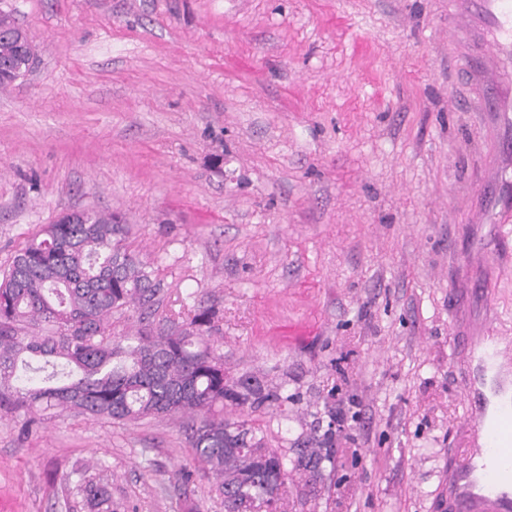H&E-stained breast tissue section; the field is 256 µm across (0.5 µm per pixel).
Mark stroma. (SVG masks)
<instances>
[{
	"mask_svg": "<svg viewBox=\"0 0 512 512\" xmlns=\"http://www.w3.org/2000/svg\"><path fill=\"white\" fill-rule=\"evenodd\" d=\"M38 45L0 90V271L61 213L124 215L167 289L214 306L226 408L280 452L335 415L330 498L439 512L463 445L461 336H512V92L471 0H0ZM0 410V512H224L179 420ZM79 489L91 512L114 511L108 486L100 479L83 476Z\"/></svg>",
	"mask_w": 512,
	"mask_h": 512,
	"instance_id": "1",
	"label": "stroma"
}]
</instances>
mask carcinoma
<instances>
[{"instance_id":"carcinoma-1","label":"carcinoma","mask_w":512,"mask_h":512,"mask_svg":"<svg viewBox=\"0 0 512 512\" xmlns=\"http://www.w3.org/2000/svg\"><path fill=\"white\" fill-rule=\"evenodd\" d=\"M36 56L29 34L0 11V88ZM129 226L117 213L62 214L18 249L0 276V409H55L113 421L184 420L195 459L216 475L224 512H288V476L304 478L321 497L325 472L336 469L333 422L316 448L288 459L267 446L247 421L224 407L275 404L288 413L293 396L264 391L251 376L224 377V358L205 342L216 311L199 305L192 317L157 318L164 293L156 270L126 246ZM137 315L136 336L112 334V316ZM90 512H112L107 484L83 477Z\"/></svg>"}]
</instances>
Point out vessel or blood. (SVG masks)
<instances>
[{
    "label": "vessel or blood",
    "instance_id": "1",
    "mask_svg": "<svg viewBox=\"0 0 512 512\" xmlns=\"http://www.w3.org/2000/svg\"><path fill=\"white\" fill-rule=\"evenodd\" d=\"M490 26L491 48L502 69L512 70V0H478ZM474 365L461 394L473 410L466 423L469 444L448 458L443 512H512V339L490 348L467 340Z\"/></svg>",
    "mask_w": 512,
    "mask_h": 512
}]
</instances>
